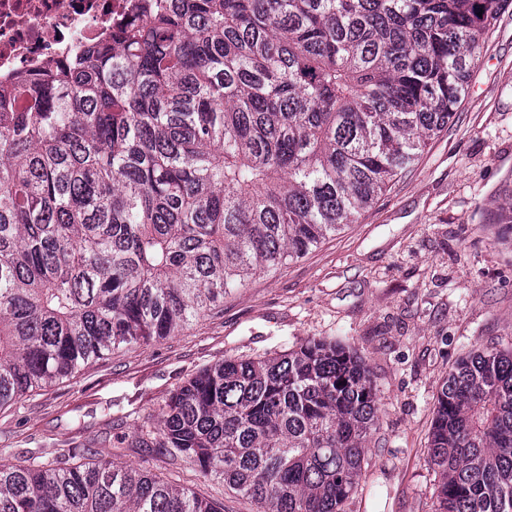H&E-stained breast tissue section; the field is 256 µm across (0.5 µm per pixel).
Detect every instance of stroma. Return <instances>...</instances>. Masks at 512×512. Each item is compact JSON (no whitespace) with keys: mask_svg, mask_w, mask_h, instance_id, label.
Returning <instances> with one entry per match:
<instances>
[{"mask_svg":"<svg viewBox=\"0 0 512 512\" xmlns=\"http://www.w3.org/2000/svg\"><path fill=\"white\" fill-rule=\"evenodd\" d=\"M512 10L478 50L465 98L418 163L317 250L257 276L176 336L106 357L0 410V461L91 448L258 512L186 459L140 447L169 395L224 357L333 337L365 360L379 424L346 512H433L437 393L468 352L512 345Z\"/></svg>","mask_w":512,"mask_h":512,"instance_id":"35a3bbf8","label":"stroma"}]
</instances>
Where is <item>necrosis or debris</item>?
<instances>
[{
	"label": "necrosis or debris",
	"instance_id": "necrosis-or-debris-1",
	"mask_svg": "<svg viewBox=\"0 0 512 512\" xmlns=\"http://www.w3.org/2000/svg\"><path fill=\"white\" fill-rule=\"evenodd\" d=\"M144 0H0V80L105 38Z\"/></svg>",
	"mask_w": 512,
	"mask_h": 512
}]
</instances>
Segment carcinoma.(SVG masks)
I'll list each match as a JSON object with an SVG mask.
<instances>
[{"mask_svg":"<svg viewBox=\"0 0 512 512\" xmlns=\"http://www.w3.org/2000/svg\"><path fill=\"white\" fill-rule=\"evenodd\" d=\"M512 0H151L0 84V409L159 342L369 210L460 105ZM378 406L350 348L228 356L158 414L260 512H343ZM435 512H512V348L438 392ZM0 512H224L110 460L0 462Z\"/></svg>","mask_w":512,"mask_h":512,"instance_id":"carcinoma-1","label":"carcinoma"}]
</instances>
